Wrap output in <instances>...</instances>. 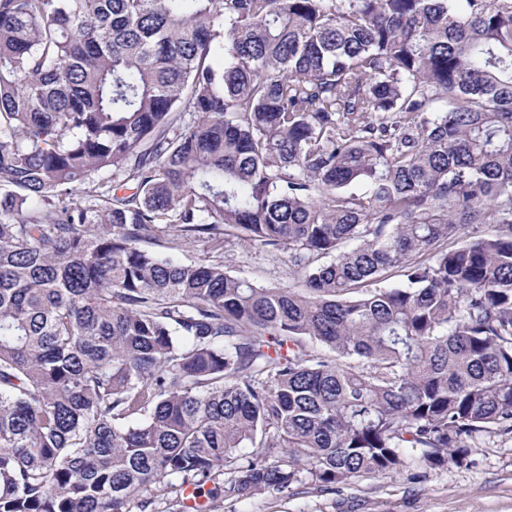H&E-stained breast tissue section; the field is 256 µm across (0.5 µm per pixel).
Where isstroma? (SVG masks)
Instances as JSON below:
<instances>
[{"mask_svg":"<svg viewBox=\"0 0 512 512\" xmlns=\"http://www.w3.org/2000/svg\"><path fill=\"white\" fill-rule=\"evenodd\" d=\"M224 264L261 284L297 283L281 251L239 243L225 247ZM218 512H512V439L482 438L462 465L429 468L409 453L396 472L362 474L332 489L306 479L285 493L225 500Z\"/></svg>","mask_w":512,"mask_h":512,"instance_id":"obj_1","label":"stroma"}]
</instances>
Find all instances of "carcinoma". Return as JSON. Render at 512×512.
Listing matches in <instances>:
<instances>
[{"instance_id": "obj_1", "label": "carcinoma", "mask_w": 512, "mask_h": 512, "mask_svg": "<svg viewBox=\"0 0 512 512\" xmlns=\"http://www.w3.org/2000/svg\"><path fill=\"white\" fill-rule=\"evenodd\" d=\"M508 435L512 0H0V512ZM157 250L162 256L170 257L176 260L187 258L198 259L204 257L203 246L201 242L185 244L182 241H167L163 243V247H158ZM224 265L233 273L260 284L280 287L297 286L289 271L287 254L264 249L249 243L224 248Z\"/></svg>"}]
</instances>
